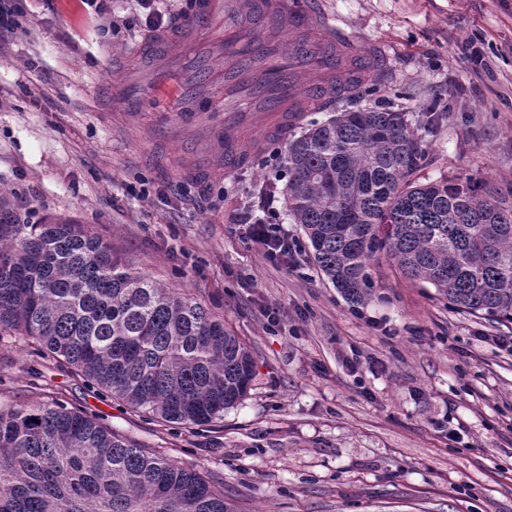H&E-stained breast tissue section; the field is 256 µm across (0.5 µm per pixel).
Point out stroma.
<instances>
[{"label": "stroma", "instance_id": "obj_1", "mask_svg": "<svg viewBox=\"0 0 512 512\" xmlns=\"http://www.w3.org/2000/svg\"><path fill=\"white\" fill-rule=\"evenodd\" d=\"M331 24L385 45L381 102L426 150L418 181L484 179L512 201V0H317ZM0 31V195L22 222L84 224L132 269L185 291L247 344L252 386L222 419L166 423L0 337V406L58 401L146 451L199 471L234 512H512V324L454 309L371 262L352 305L301 250L272 265L238 230L276 197L285 143L253 133L224 167L226 61L201 40L175 66L191 95L134 112L112 86L155 76L139 33L81 0H14Z\"/></svg>", "mask_w": 512, "mask_h": 512}]
</instances>
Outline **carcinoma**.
Listing matches in <instances>:
<instances>
[{
  "label": "carcinoma",
  "instance_id": "carcinoma-1",
  "mask_svg": "<svg viewBox=\"0 0 512 512\" xmlns=\"http://www.w3.org/2000/svg\"><path fill=\"white\" fill-rule=\"evenodd\" d=\"M379 80L336 75V98ZM288 140L285 198L310 260L350 302L382 255L459 310L512 323V207L487 181L414 175L425 150L388 104L326 108ZM0 336L165 422L207 425L247 394L255 360L188 294L128 268L82 224L0 208ZM0 512H230L224 491L53 402L0 408Z\"/></svg>",
  "mask_w": 512,
  "mask_h": 512
}]
</instances>
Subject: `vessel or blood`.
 Masks as SVG:
<instances>
[{"instance_id": "vessel-or-blood-1", "label": "vessel or blood", "mask_w": 512, "mask_h": 512, "mask_svg": "<svg viewBox=\"0 0 512 512\" xmlns=\"http://www.w3.org/2000/svg\"><path fill=\"white\" fill-rule=\"evenodd\" d=\"M224 14V51L232 63L224 73V93L232 95L249 86L256 111L268 113L269 135L288 133L285 112L331 96V79L345 65L362 62L386 73L389 57L384 48L364 46L342 28L327 27L312 0H193L175 29L164 33L162 44L176 51L203 33L216 12ZM289 33L296 41L295 66L280 64L275 34ZM240 120L224 118V157L228 165L245 161Z\"/></svg>"}]
</instances>
